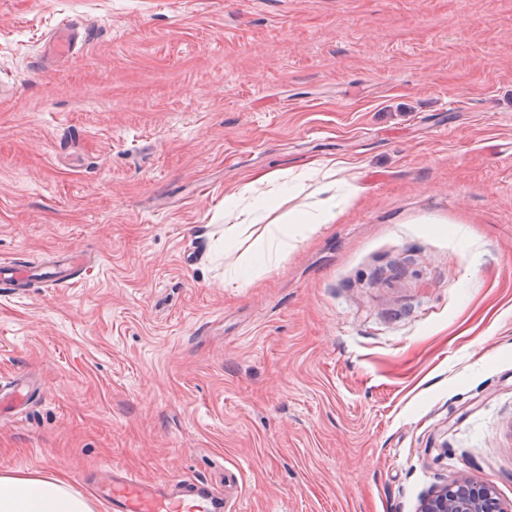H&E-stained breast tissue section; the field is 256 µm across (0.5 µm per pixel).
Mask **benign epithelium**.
<instances>
[{"mask_svg":"<svg viewBox=\"0 0 512 512\" xmlns=\"http://www.w3.org/2000/svg\"><path fill=\"white\" fill-rule=\"evenodd\" d=\"M420 512H512V508L502 505L493 486L462 480L429 494Z\"/></svg>","mask_w":512,"mask_h":512,"instance_id":"obj_1","label":"benign epithelium"}]
</instances>
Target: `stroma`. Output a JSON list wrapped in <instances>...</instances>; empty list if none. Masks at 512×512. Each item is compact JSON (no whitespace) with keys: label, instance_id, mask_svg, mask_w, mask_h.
Listing matches in <instances>:
<instances>
[{"label":"stroma","instance_id":"1","mask_svg":"<svg viewBox=\"0 0 512 512\" xmlns=\"http://www.w3.org/2000/svg\"><path fill=\"white\" fill-rule=\"evenodd\" d=\"M64 20L83 46L45 56ZM311 160L353 166L335 223L213 247L225 193ZM0 259L36 271L0 377L41 388L0 472L511 504L512 0H0ZM496 496L489 484L468 480L446 484L429 494L421 504L420 512H511Z\"/></svg>","mask_w":512,"mask_h":512}]
</instances>
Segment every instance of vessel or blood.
<instances>
[{"mask_svg": "<svg viewBox=\"0 0 512 512\" xmlns=\"http://www.w3.org/2000/svg\"><path fill=\"white\" fill-rule=\"evenodd\" d=\"M98 496L112 512H224L223 492L190 476L172 478L160 489L132 472L116 470Z\"/></svg>", "mask_w": 512, "mask_h": 512, "instance_id": "vessel-or-blood-1", "label": "vessel or blood"}]
</instances>
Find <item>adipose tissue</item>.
Masks as SVG:
<instances>
[{
    "label": "adipose tissue",
    "instance_id": "adipose-tissue-1",
    "mask_svg": "<svg viewBox=\"0 0 512 512\" xmlns=\"http://www.w3.org/2000/svg\"><path fill=\"white\" fill-rule=\"evenodd\" d=\"M350 166L339 161L331 167L313 161L302 166L292 177L283 172H267L256 177L262 194L245 202L243 194L224 197V241L232 242L260 223L267 212L277 208L283 192H297L304 182L316 183L317 201L307 208L285 213L268 231L269 244L285 248L295 238L301 225L333 223L344 210L342 193L348 184ZM0 512H94L92 501L75 491L69 481L55 473H0Z\"/></svg>",
    "mask_w": 512,
    "mask_h": 512
}]
</instances>
